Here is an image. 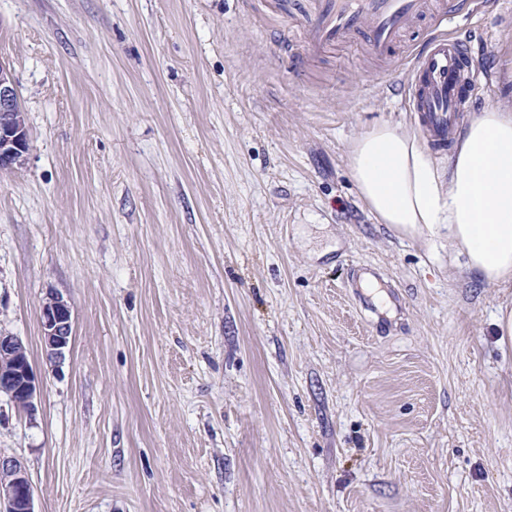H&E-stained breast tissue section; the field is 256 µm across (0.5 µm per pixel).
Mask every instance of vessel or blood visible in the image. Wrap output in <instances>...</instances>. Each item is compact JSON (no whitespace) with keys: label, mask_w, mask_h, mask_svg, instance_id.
Segmentation results:
<instances>
[{"label":"vessel or blood","mask_w":512,"mask_h":512,"mask_svg":"<svg viewBox=\"0 0 512 512\" xmlns=\"http://www.w3.org/2000/svg\"><path fill=\"white\" fill-rule=\"evenodd\" d=\"M310 18L308 41L297 57L308 63L353 42L380 61L392 60L403 33L424 16L434 25L448 21L440 0H305ZM464 42L455 36L429 38L418 50L408 85V100L435 148H446L465 102Z\"/></svg>","instance_id":"1"}]
</instances>
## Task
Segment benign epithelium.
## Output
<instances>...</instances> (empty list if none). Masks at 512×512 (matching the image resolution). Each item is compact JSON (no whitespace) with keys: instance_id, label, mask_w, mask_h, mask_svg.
I'll list each match as a JSON object with an SVG mask.
<instances>
[{"instance_id":"7a95c632","label":"benign epithelium","mask_w":512,"mask_h":512,"mask_svg":"<svg viewBox=\"0 0 512 512\" xmlns=\"http://www.w3.org/2000/svg\"><path fill=\"white\" fill-rule=\"evenodd\" d=\"M16 83L10 70L0 62V171L24 165L30 149L28 127L23 122ZM42 329L49 360L60 361L73 334V308L61 294H50L42 305ZM21 341L0 334V395L17 409L34 411L38 380L22 358ZM0 512H34L33 492L21 464L0 457Z\"/></svg>"}]
</instances>
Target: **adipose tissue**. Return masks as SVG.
I'll use <instances>...</instances> for the list:
<instances>
[{
	"mask_svg": "<svg viewBox=\"0 0 512 512\" xmlns=\"http://www.w3.org/2000/svg\"><path fill=\"white\" fill-rule=\"evenodd\" d=\"M350 175L378 223L399 239L446 233L458 268L488 287L512 285V106L472 113L446 167L406 124L385 122L356 138Z\"/></svg>",
	"mask_w": 512,
	"mask_h": 512,
	"instance_id": "1",
	"label": "adipose tissue"
}]
</instances>
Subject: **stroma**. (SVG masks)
<instances>
[{
	"mask_svg": "<svg viewBox=\"0 0 512 512\" xmlns=\"http://www.w3.org/2000/svg\"><path fill=\"white\" fill-rule=\"evenodd\" d=\"M469 17V110L500 103L512 10ZM301 0H0L30 149L0 171V397L36 512H512V286L395 238L352 140L408 74L292 63ZM73 306L63 360L41 307ZM21 341L11 334H0V395L18 410L32 414L39 388L38 380L22 358Z\"/></svg>",
	"mask_w": 512,
	"mask_h": 512,
	"instance_id": "stroma-1",
	"label": "stroma"
}]
</instances>
